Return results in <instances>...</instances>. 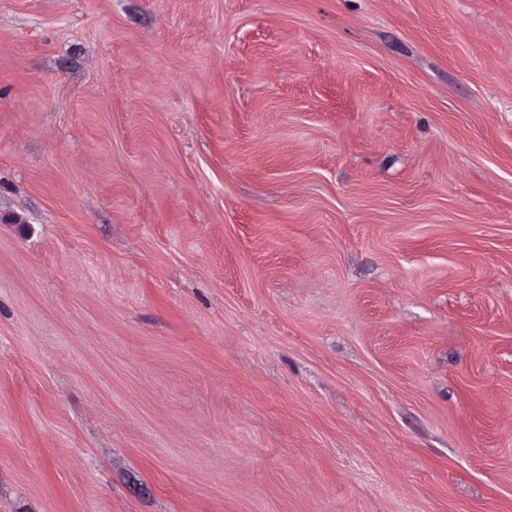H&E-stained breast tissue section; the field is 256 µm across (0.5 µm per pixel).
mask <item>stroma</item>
<instances>
[{"label":"stroma","mask_w":512,"mask_h":512,"mask_svg":"<svg viewBox=\"0 0 512 512\" xmlns=\"http://www.w3.org/2000/svg\"><path fill=\"white\" fill-rule=\"evenodd\" d=\"M0 512H512V0H0Z\"/></svg>","instance_id":"1"}]
</instances>
